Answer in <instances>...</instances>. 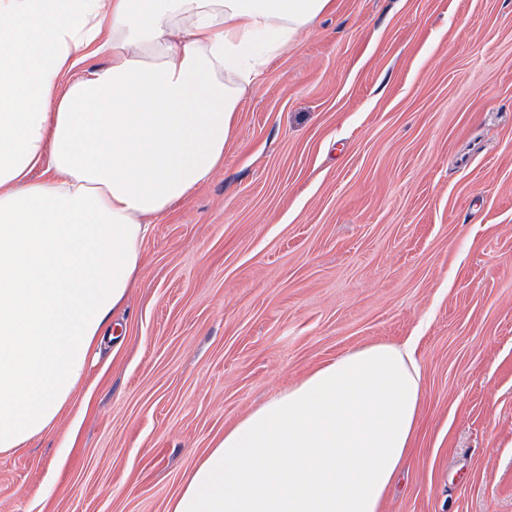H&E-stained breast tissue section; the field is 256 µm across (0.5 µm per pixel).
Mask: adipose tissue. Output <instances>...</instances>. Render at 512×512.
Wrapping results in <instances>:
<instances>
[{
	"label": "adipose tissue",
	"instance_id": "obj_1",
	"mask_svg": "<svg viewBox=\"0 0 512 512\" xmlns=\"http://www.w3.org/2000/svg\"><path fill=\"white\" fill-rule=\"evenodd\" d=\"M334 0H0V451L52 426L153 224L224 163L239 104ZM417 342L346 351L250 412L166 512H380Z\"/></svg>",
	"mask_w": 512,
	"mask_h": 512
}]
</instances>
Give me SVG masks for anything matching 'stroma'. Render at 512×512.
<instances>
[{
  "label": "stroma",
  "instance_id": "obj_1",
  "mask_svg": "<svg viewBox=\"0 0 512 512\" xmlns=\"http://www.w3.org/2000/svg\"><path fill=\"white\" fill-rule=\"evenodd\" d=\"M111 321L58 421L0 451V512H166L248 412L410 336L420 434L382 512H512V0H335Z\"/></svg>",
  "mask_w": 512,
  "mask_h": 512
}]
</instances>
